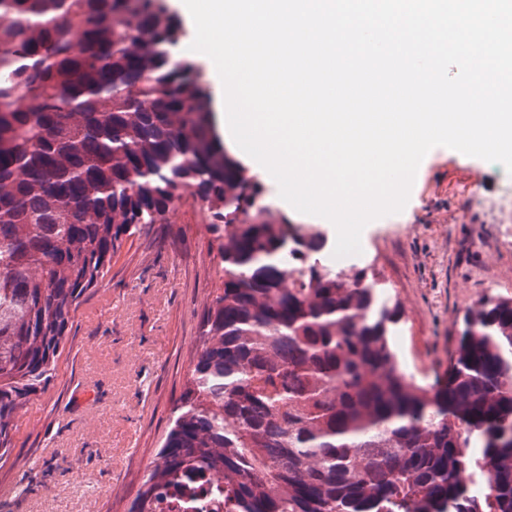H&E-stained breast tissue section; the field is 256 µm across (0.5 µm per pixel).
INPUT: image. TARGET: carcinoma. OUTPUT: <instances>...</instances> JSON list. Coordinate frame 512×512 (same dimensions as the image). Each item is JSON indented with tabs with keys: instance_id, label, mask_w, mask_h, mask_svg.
<instances>
[{
	"instance_id": "carcinoma-1",
	"label": "carcinoma",
	"mask_w": 512,
	"mask_h": 512,
	"mask_svg": "<svg viewBox=\"0 0 512 512\" xmlns=\"http://www.w3.org/2000/svg\"><path fill=\"white\" fill-rule=\"evenodd\" d=\"M163 0H0V460L84 294L185 192L224 225L223 288L132 512L205 480L224 512H512V299L418 385L401 307L326 238L255 209Z\"/></svg>"
}]
</instances>
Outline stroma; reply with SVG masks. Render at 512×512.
<instances>
[{
	"label": "stroma",
	"mask_w": 512,
	"mask_h": 512,
	"mask_svg": "<svg viewBox=\"0 0 512 512\" xmlns=\"http://www.w3.org/2000/svg\"><path fill=\"white\" fill-rule=\"evenodd\" d=\"M510 182L502 165L438 146L404 209L362 231L352 261L400 302L390 344L423 387L445 375L466 310L512 297V246L482 209ZM223 243L189 193L124 242L84 295L47 394L15 419L0 512H130L188 386L202 314L222 286Z\"/></svg>",
	"instance_id": "obj_1"
}]
</instances>
